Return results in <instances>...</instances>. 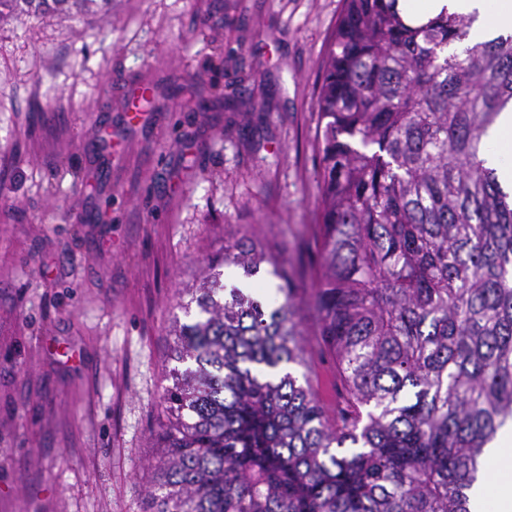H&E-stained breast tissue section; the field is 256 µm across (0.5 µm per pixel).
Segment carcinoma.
Wrapping results in <instances>:
<instances>
[{
    "label": "carcinoma",
    "instance_id": "obj_1",
    "mask_svg": "<svg viewBox=\"0 0 512 512\" xmlns=\"http://www.w3.org/2000/svg\"><path fill=\"white\" fill-rule=\"evenodd\" d=\"M346 0L318 92L319 263L307 307L333 356L329 412L303 364V316L276 257L220 263L282 280L283 301L209 264L177 323L163 464L145 512H469L480 457L512 419V194L481 158L512 101V35L462 54L470 21L407 23ZM112 21V0H0L26 16Z\"/></svg>",
    "mask_w": 512,
    "mask_h": 512
}]
</instances>
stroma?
<instances>
[{
  "label": "stroma",
  "mask_w": 512,
  "mask_h": 512,
  "mask_svg": "<svg viewBox=\"0 0 512 512\" xmlns=\"http://www.w3.org/2000/svg\"><path fill=\"white\" fill-rule=\"evenodd\" d=\"M344 0H114L0 31V512H142L174 322L225 244L318 264L317 90ZM151 91L128 122L129 95ZM327 409L332 357L306 316Z\"/></svg>",
  "instance_id": "35a3bbf8"
}]
</instances>
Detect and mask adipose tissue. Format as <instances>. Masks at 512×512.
I'll use <instances>...</instances> for the list:
<instances>
[{"mask_svg": "<svg viewBox=\"0 0 512 512\" xmlns=\"http://www.w3.org/2000/svg\"><path fill=\"white\" fill-rule=\"evenodd\" d=\"M397 8L413 25L441 11L471 18L465 40L450 45L453 53L467 45L512 34V0H397ZM484 158L494 167L502 188L512 191V106L500 112L489 129ZM471 512H512V425L501 429L487 448L481 481L469 492Z\"/></svg>", "mask_w": 512, "mask_h": 512, "instance_id": "ef3b65f1", "label": "adipose tissue"}]
</instances>
